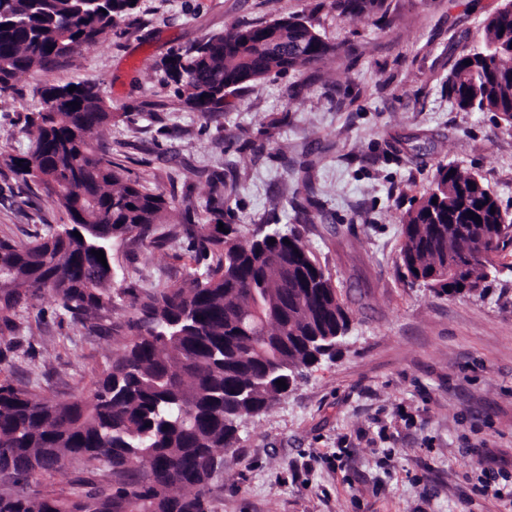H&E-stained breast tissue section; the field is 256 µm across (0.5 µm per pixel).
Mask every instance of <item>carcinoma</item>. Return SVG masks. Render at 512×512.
<instances>
[{"mask_svg":"<svg viewBox=\"0 0 512 512\" xmlns=\"http://www.w3.org/2000/svg\"><path fill=\"white\" fill-rule=\"evenodd\" d=\"M135 2L0 0V95L31 68L50 72L73 61ZM378 3L336 7L364 13ZM331 50L305 22L280 19L175 53L165 75L207 114L226 88L314 65ZM447 87L461 111L493 112L512 126V0L486 19L481 47L464 44L453 55ZM37 94L41 107L22 127L28 150L9 167L53 193L68 223L49 224L27 242L0 238V336L15 335L18 312L47 292L71 322L125 342L88 398L59 401L0 382V468L11 470L12 485L0 490V512H214L208 484L217 456L235 447L246 419L286 393L276 381L290 387L333 355L349 329L348 308L295 231L259 224L244 239L233 225L224 233L188 211L175 231L193 253L186 279L143 298L114 287L113 241L160 244L155 232L170 202L112 161L99 130L113 114L96 84L47 82ZM303 170L298 208L307 222L324 221L310 166ZM213 182L208 212L222 217L224 178ZM401 224L402 277L437 295L485 293L498 272L494 258L512 243V212L481 176L450 163L437 167ZM125 299L134 315L115 324L112 310ZM66 465L75 471L71 490L30 489L36 476Z\"/></svg>","mask_w":512,"mask_h":512,"instance_id":"cac0c4a2","label":"carcinoma"}]
</instances>
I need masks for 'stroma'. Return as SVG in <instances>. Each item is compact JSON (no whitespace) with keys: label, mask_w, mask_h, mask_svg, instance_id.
I'll use <instances>...</instances> for the list:
<instances>
[{"label":"stroma","mask_w":512,"mask_h":512,"mask_svg":"<svg viewBox=\"0 0 512 512\" xmlns=\"http://www.w3.org/2000/svg\"><path fill=\"white\" fill-rule=\"evenodd\" d=\"M503 0H382L357 14L334 0H137L112 33L51 72L33 68L0 96V237L28 241L67 216L54 196L9 170L45 82L89 81L115 112L102 139L148 190L207 218L212 177L226 175L224 221L297 230L350 316L336 357L306 369L225 449L209 495L215 512H512V246L484 296L435 295L399 273L401 217L438 165L478 173L512 210V127L463 112L448 96L451 40L480 45ZM298 17L341 46L308 68L251 82L206 116L163 65L243 24ZM423 133L425 155L394 149ZM261 144L263 152L253 151ZM311 160L327 223L292 207L304 186L278 156ZM188 242L117 239L112 262L144 295L182 282ZM0 337V380L60 400L88 396L123 339L60 317L51 294ZM492 490H484V480Z\"/></svg>","instance_id":"35a3bbf8"}]
</instances>
